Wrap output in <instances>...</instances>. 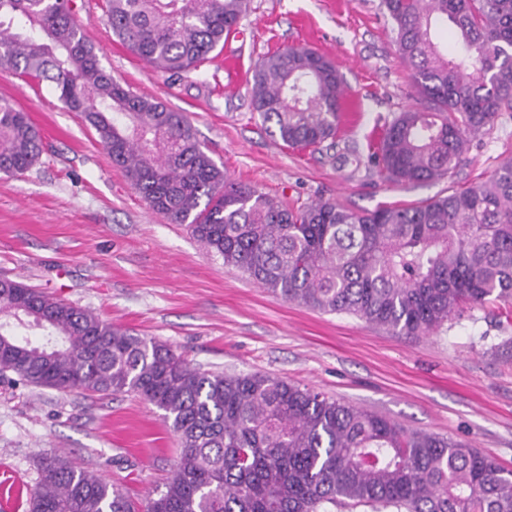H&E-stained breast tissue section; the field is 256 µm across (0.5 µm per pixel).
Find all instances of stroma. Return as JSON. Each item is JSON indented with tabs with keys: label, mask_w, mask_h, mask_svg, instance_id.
I'll list each match as a JSON object with an SVG mask.
<instances>
[{
	"label": "stroma",
	"mask_w": 512,
	"mask_h": 512,
	"mask_svg": "<svg viewBox=\"0 0 512 512\" xmlns=\"http://www.w3.org/2000/svg\"><path fill=\"white\" fill-rule=\"evenodd\" d=\"M71 5L112 77L187 113L232 180L290 207L408 206L484 182L512 160V112H502L471 140L452 179L402 187L378 174L369 161L376 142L418 103L380 0H250L223 48L174 78L113 36L104 0ZM292 45L318 51L344 78L348 99L334 148L286 146L252 110L257 61ZM1 97L28 113L46 150L25 173H0V276L167 342L203 370L307 385L465 443L512 470V322L502 321L498 304L465 308L429 335L398 336L275 297L202 250L186 225L153 211L95 130L48 84L0 69ZM337 152L357 154L359 166L338 167ZM56 450L141 502L163 490L180 447L161 411L136 395L0 378V467L23 478L13 512H28L42 459Z\"/></svg>",
	"instance_id": "1"
}]
</instances>
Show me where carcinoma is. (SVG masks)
Wrapping results in <instances>:
<instances>
[{
	"instance_id": "carcinoma-1",
	"label": "carcinoma",
	"mask_w": 512,
	"mask_h": 512,
	"mask_svg": "<svg viewBox=\"0 0 512 512\" xmlns=\"http://www.w3.org/2000/svg\"><path fill=\"white\" fill-rule=\"evenodd\" d=\"M420 106L372 153L389 182L451 177L468 139L512 110V0H381ZM249 0H106L112 33L172 76L224 45ZM448 31L449 43L438 40ZM0 67L81 113L146 203L203 250L289 302L354 315L397 335L441 329L465 306L512 304V161L489 180L411 206L292 210L229 180L187 115L134 94L101 65L69 0H0ZM344 85L323 55L289 46L253 75L252 106L290 147L336 138ZM44 140L0 99V172L22 174ZM34 324L45 341L17 335ZM102 396L133 393L164 412L180 453L165 490L134 502L59 455L30 512H512V470L438 435L260 373H209L168 343L10 280L0 288V375Z\"/></svg>"
}]
</instances>
